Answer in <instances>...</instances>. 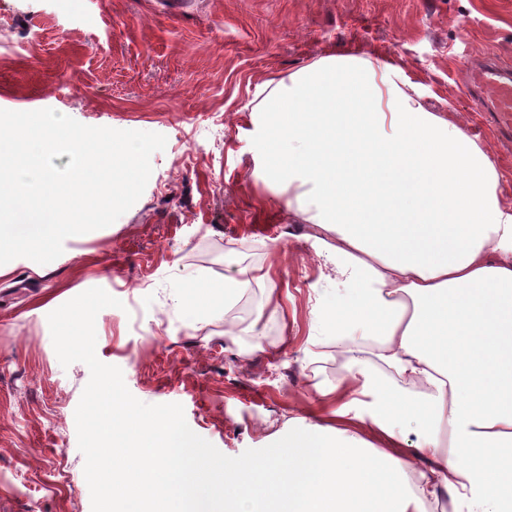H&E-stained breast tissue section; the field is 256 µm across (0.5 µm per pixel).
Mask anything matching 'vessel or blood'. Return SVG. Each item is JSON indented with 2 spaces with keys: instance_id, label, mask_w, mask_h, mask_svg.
Returning <instances> with one entry per match:
<instances>
[{
  "instance_id": "b4317fda",
  "label": "vessel or blood",
  "mask_w": 512,
  "mask_h": 512,
  "mask_svg": "<svg viewBox=\"0 0 512 512\" xmlns=\"http://www.w3.org/2000/svg\"><path fill=\"white\" fill-rule=\"evenodd\" d=\"M465 96L476 114L490 112L502 139L512 138V64L490 57L467 72Z\"/></svg>"
}]
</instances>
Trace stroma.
I'll use <instances>...</instances> for the list:
<instances>
[{
    "label": "stroma",
    "mask_w": 512,
    "mask_h": 512,
    "mask_svg": "<svg viewBox=\"0 0 512 512\" xmlns=\"http://www.w3.org/2000/svg\"><path fill=\"white\" fill-rule=\"evenodd\" d=\"M341 52L401 66L464 126V60L512 61V0H0V109L167 138L113 224L51 263L0 266V512H92L75 422L90 371L60 364L48 315L94 287L123 303L96 317L98 359L138 400L181 404L224 455L314 424L319 441L345 430L385 450L339 415L353 391L328 393L350 363L311 342L313 306L336 300L319 229L253 177L269 81Z\"/></svg>",
    "instance_id": "1"
}]
</instances>
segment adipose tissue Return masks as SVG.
<instances>
[{
    "mask_svg": "<svg viewBox=\"0 0 512 512\" xmlns=\"http://www.w3.org/2000/svg\"><path fill=\"white\" fill-rule=\"evenodd\" d=\"M259 144L268 165L254 176L288 189L289 213L323 232L316 254L344 292L316 307L335 323L336 351L364 341L393 374L423 389L427 433L413 482L381 497L375 449L337 434L307 438L251 463L260 479L230 490L267 499L286 476L302 481L290 512H426L447 497L450 512H493L484 490L496 451L512 443V202L493 157L454 121L426 111L402 67L372 56L332 54L278 82ZM471 346L460 350L459 337ZM370 425L392 450L388 422L402 394L362 381Z\"/></svg>",
    "mask_w": 512,
    "mask_h": 512,
    "instance_id": "ef3b65f1",
    "label": "adipose tissue"
}]
</instances>
